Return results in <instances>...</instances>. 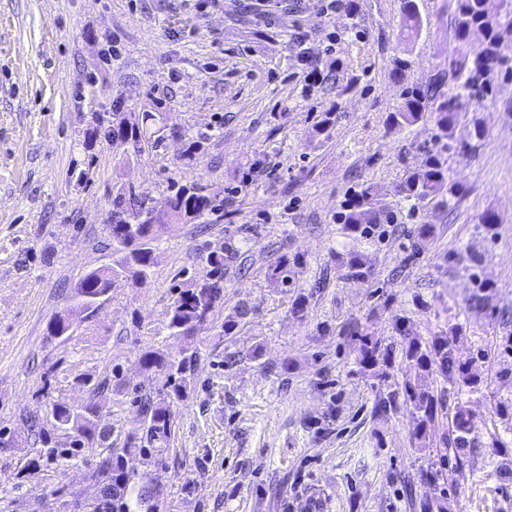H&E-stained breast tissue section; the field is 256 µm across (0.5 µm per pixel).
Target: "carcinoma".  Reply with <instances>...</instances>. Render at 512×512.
<instances>
[{"label": "carcinoma", "mask_w": 512, "mask_h": 512, "mask_svg": "<svg viewBox=\"0 0 512 512\" xmlns=\"http://www.w3.org/2000/svg\"><path fill=\"white\" fill-rule=\"evenodd\" d=\"M507 0H457L455 32L459 41H467L471 33H481L480 46L470 55L455 60L448 70L441 73L439 79L427 89L406 87L402 90L401 102L389 116V127L401 131L425 117L436 113V123L442 135H448V129L455 126L459 114L466 105L480 102L492 92L491 72L485 70L486 63L499 61L501 32L499 12ZM405 27L418 32L423 25L422 16L416 0L404 3ZM109 137H120L130 142L135 149L141 148L146 140L147 131L137 122L120 121L105 128ZM401 192L408 198L423 201L429 197L443 195L453 199L458 194L457 187L448 180V169L437 155L429 156L423 167L411 172L401 186ZM358 204L342 215L346 230L355 240H368L381 224L377 210L372 207L370 188L365 187L357 193ZM214 210L211 199L195 185L181 186L176 192L161 202L160 207L141 211L133 218H125L120 211L112 212V244L115 245L116 258L112 265L95 269L85 274L71 292V305L67 313L56 317L48 326L49 336L66 341L71 336L72 317L90 320L98 312L100 301L94 296L101 295L109 299V293L115 280L126 278L144 282L150 276L152 268L158 262L157 247L154 245L153 229L146 216L152 213L166 215L175 224H187L196 221ZM237 259V250L226 247L212 251L205 262L210 273L194 279L179 290L173 298L169 314L168 329L170 335L191 337L202 329L216 306L224 300V267ZM288 257L282 256L269 266L268 275L272 282L288 286ZM346 277L364 280L368 277V267L359 252H351L348 260L342 264ZM251 313L246 305H239L224 319V335L234 333L241 321ZM356 361L360 369L374 377L385 378L391 366L392 351L382 346L371 336L356 334ZM402 357L411 363L416 371L413 378L405 380L398 388L379 401L377 409L387 411L403 399L419 413L415 437L419 441L426 438L427 426L438 416L439 395L435 394L430 376L439 372L448 380V388L456 386H474L479 383L481 372L478 365H461L445 338L439 336L431 341L408 338L401 349ZM195 353L180 352L177 357H166L154 351H146L141 358L145 371L163 369L167 372V395L158 399L150 395L139 402V414L150 440H165L171 436L174 424L170 399L183 398L191 387L192 363ZM46 421L50 430L41 435L42 447L50 458H68L78 455L84 448L104 447L107 435L101 427L99 410L90 401L82 407H73L65 402L55 401L49 410ZM477 440V425L473 415L459 407L451 417L448 429V447L460 452L473 448ZM99 472L112 475V482L104 487L99 503L92 506L91 512H155L154 501L159 493L149 483H136L125 472L122 465L107 454L99 462Z\"/></svg>", "instance_id": "cac0c4a2"}]
</instances>
